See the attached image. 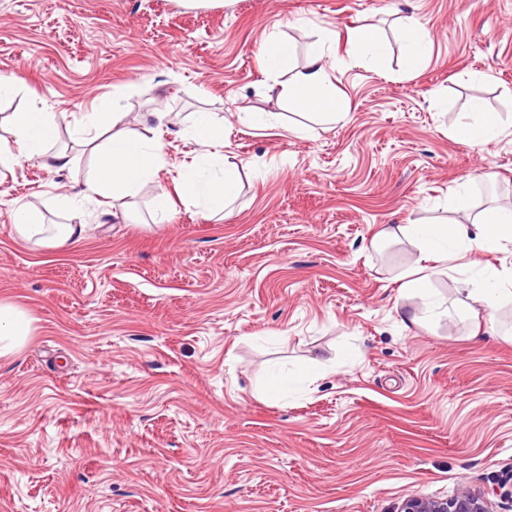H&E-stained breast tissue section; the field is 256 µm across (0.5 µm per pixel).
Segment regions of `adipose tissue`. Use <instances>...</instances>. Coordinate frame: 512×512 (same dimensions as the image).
Returning a JSON list of instances; mask_svg holds the SVG:
<instances>
[{"label": "adipose tissue", "instance_id": "adipose-tissue-1", "mask_svg": "<svg viewBox=\"0 0 512 512\" xmlns=\"http://www.w3.org/2000/svg\"><path fill=\"white\" fill-rule=\"evenodd\" d=\"M292 54V45L277 33H270L264 46V66L271 80L279 81L280 93L301 110L309 121L292 128V135L312 137L316 127L340 121L348 104L332 87L330 71L336 55L327 40L312 43L306 65L298 75L281 81L280 76ZM125 113L99 107L81 113L75 125L80 143L93 157L83 177L73 179L67 191L59 195L61 207L80 212L98 199H107L113 216H126L129 199L146 184L153 182L168 164L164 136L168 132L167 115L151 112L140 120L141 132L125 127ZM7 134L0 135V169L14 172L23 164L41 160L61 171L72 170L74 160L67 153L53 151L59 136L58 113L32 107L10 113ZM455 139L487 145L505 134L499 113L474 104L451 131ZM185 138L200 146L193 161L181 168L174 191L158 188L151 200L153 223L169 222L174 211L173 196H180L194 206L204 219L224 212L240 192L239 162L224 154V122L215 113L199 112L184 129ZM456 220L447 224H400L382 231L383 239L404 238L417 251L414 267L403 284V291L419 298L421 306L410 312L413 325H429L448 315L447 298L431 286L434 276L447 274L449 267L471 269L464 280L468 298V316L493 315L497 307L512 300V267L487 266L472 269L471 252H499L512 244V211L498 206L483 209L468 217L467 187L458 185L449 200ZM17 237L40 250L64 252L85 240V224H46L40 214L23 201H16L12 211ZM32 320L17 304L0 301V357L20 347L31 333Z\"/></svg>", "mask_w": 512, "mask_h": 512}]
</instances>
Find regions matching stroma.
<instances>
[{
	"mask_svg": "<svg viewBox=\"0 0 512 512\" xmlns=\"http://www.w3.org/2000/svg\"><path fill=\"white\" fill-rule=\"evenodd\" d=\"M413 19L433 50L410 77ZM358 25L383 40L378 65L354 61ZM272 32L292 74L330 36L345 121L305 138L239 125L302 122L265 77ZM0 73L24 80L1 121L113 100L128 130L148 112L172 130L125 220L60 210L71 175L41 163L0 176V299L33 327L0 358V512H397L462 490L512 512V304L476 329L405 326L417 251L376 239L448 221L469 175L472 212L512 207V0H0ZM476 101L507 136H450ZM200 111L248 163L239 197L221 219L179 201L153 223L157 187L198 151L176 132ZM18 198L86 239L34 250L13 231ZM316 362L309 388L266 393L272 372Z\"/></svg>",
	"mask_w": 512,
	"mask_h": 512,
	"instance_id": "stroma-1",
	"label": "stroma"
}]
</instances>
